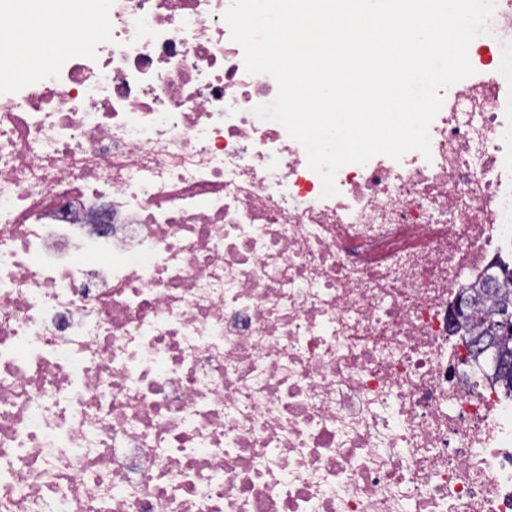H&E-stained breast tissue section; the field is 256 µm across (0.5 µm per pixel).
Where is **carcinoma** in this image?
I'll return each mask as SVG.
<instances>
[{"instance_id": "obj_1", "label": "carcinoma", "mask_w": 512, "mask_h": 512, "mask_svg": "<svg viewBox=\"0 0 512 512\" xmlns=\"http://www.w3.org/2000/svg\"><path fill=\"white\" fill-rule=\"evenodd\" d=\"M471 303L470 313L457 327L471 336L472 353L487 356L493 363V379L502 393L512 397V333H494L488 322L502 311L512 312V266L499 264L498 271L478 288L465 292Z\"/></svg>"}]
</instances>
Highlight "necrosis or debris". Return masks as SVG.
<instances>
[{
    "label": "necrosis or debris",
    "instance_id": "necrosis-or-debris-1",
    "mask_svg": "<svg viewBox=\"0 0 512 512\" xmlns=\"http://www.w3.org/2000/svg\"><path fill=\"white\" fill-rule=\"evenodd\" d=\"M231 0H58L0 56V512H512V400L449 331L512 257V0L431 154L322 198ZM52 32L53 35L48 33ZM25 44L31 45L41 52H54L71 45L69 32L65 28L45 26L41 22L31 24L23 33Z\"/></svg>",
    "mask_w": 512,
    "mask_h": 512
}]
</instances>
